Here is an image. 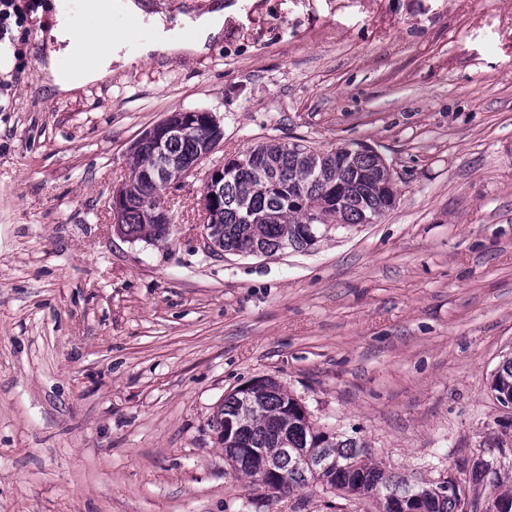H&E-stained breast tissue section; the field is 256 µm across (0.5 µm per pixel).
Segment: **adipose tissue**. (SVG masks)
Masks as SVG:
<instances>
[{
    "label": "adipose tissue",
    "mask_w": 512,
    "mask_h": 512,
    "mask_svg": "<svg viewBox=\"0 0 512 512\" xmlns=\"http://www.w3.org/2000/svg\"><path fill=\"white\" fill-rule=\"evenodd\" d=\"M91 7L126 19L131 27L150 29L152 36L140 42L136 52L116 41L91 66L65 70L59 64L65 46L88 38L89 33L74 27L63 12H55L53 25L39 35L46 47L39 67L40 85L54 96L68 97L88 85L106 82L138 58L169 61L205 54L223 40L229 14L223 0H205L202 8L172 16L157 11L153 0H93Z\"/></svg>",
    "instance_id": "ef3b65f1"
}]
</instances>
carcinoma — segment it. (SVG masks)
I'll use <instances>...</instances> for the list:
<instances>
[{"instance_id": "carcinoma-1", "label": "carcinoma", "mask_w": 512, "mask_h": 512, "mask_svg": "<svg viewBox=\"0 0 512 512\" xmlns=\"http://www.w3.org/2000/svg\"><path fill=\"white\" fill-rule=\"evenodd\" d=\"M217 121L201 122L185 134L170 138L165 151L175 167L171 182L181 174L197 171L210 144L222 138ZM353 151L340 147L326 153L298 143H261L249 153L224 165L208 216L209 238L221 251L247 253L256 248L272 254L285 248L304 249L306 230L321 224H373L391 210L396 190L382 158L368 146L351 143ZM130 192L121 234L133 240L161 241L169 230L156 223L165 197L144 177L155 164L152 146L136 141L127 158ZM512 382V357L498 368L492 388ZM298 399L278 382L269 379L252 393L251 406L239 391L224 397L211 421L216 440L223 448L259 449L287 472L288 481L272 491L288 494L310 486L344 497L363 499L374 512H396L395 496L420 493L428 501L427 512H461L459 496L466 484L487 475L482 463L473 466L463 481L448 487L438 483H411L387 472L373 461L367 445L353 437L326 435L310 419L293 414ZM233 429L226 430V425ZM290 447L284 454L281 449ZM311 458L328 456L334 465L314 471L294 462V449Z\"/></svg>"}]
</instances>
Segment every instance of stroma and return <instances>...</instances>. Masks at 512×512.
I'll use <instances>...</instances> for the list:
<instances>
[{"label":"stroma","mask_w":512,"mask_h":512,"mask_svg":"<svg viewBox=\"0 0 512 512\" xmlns=\"http://www.w3.org/2000/svg\"><path fill=\"white\" fill-rule=\"evenodd\" d=\"M206 54L139 61L59 98L37 87L54 0L0 61V512H368L252 490L211 429L225 395L281 383L321 429L430 483L512 489V0H224ZM212 112L215 157L264 141L385 161L395 206L305 250L209 252L203 176L159 242L110 204L133 143Z\"/></svg>","instance_id":"obj_1"}]
</instances>
